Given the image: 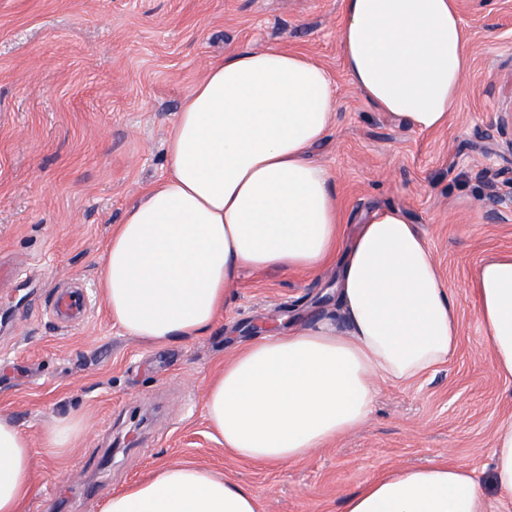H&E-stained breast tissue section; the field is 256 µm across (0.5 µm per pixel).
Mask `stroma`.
<instances>
[{
	"label": "stroma",
	"mask_w": 512,
	"mask_h": 512,
	"mask_svg": "<svg viewBox=\"0 0 512 512\" xmlns=\"http://www.w3.org/2000/svg\"><path fill=\"white\" fill-rule=\"evenodd\" d=\"M458 3L472 39L465 89L447 128L419 132L350 85L342 0H0V268L37 283L25 296L0 285V415L37 442L63 415L89 425L63 459L36 456L27 512H100L175 462L242 484L260 512H344L378 472L447 459L490 486L512 377L493 367L470 280L485 259L512 253V151L497 132L512 110V0ZM268 44L302 50L338 88L334 124L310 157L334 177L346 232L378 209L401 210L459 318L447 364L409 385L380 384L363 428L286 464L225 450L205 386L224 357L278 322L336 313L330 272H245L211 332L176 344L128 335L97 288L112 227L166 174L189 89L213 59ZM72 285L86 311L64 325L49 307Z\"/></svg>",
	"instance_id": "1"
}]
</instances>
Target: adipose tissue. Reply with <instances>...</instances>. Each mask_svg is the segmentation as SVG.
Masks as SVG:
<instances>
[{
  "instance_id": "adipose-tissue-1",
  "label": "adipose tissue",
  "mask_w": 512,
  "mask_h": 512,
  "mask_svg": "<svg viewBox=\"0 0 512 512\" xmlns=\"http://www.w3.org/2000/svg\"><path fill=\"white\" fill-rule=\"evenodd\" d=\"M340 51L351 86L419 132L448 124L471 52L457 0H344ZM328 71L267 45L210 64L166 141L167 173L109 236L99 287L129 335L171 343L211 331L243 270L331 271L340 317L247 342L209 381L205 411L225 448L257 463L306 457L362 427L377 381L410 384L453 356L456 296L417 227L396 208L345 234L329 171L309 150L327 135ZM471 293L495 370L512 377V253L481 264ZM55 419L41 448L0 415V512H25L37 450L62 457L85 434ZM495 495L446 460L384 472L344 512H512V416L493 438ZM100 512H259L247 488L205 468L165 464Z\"/></svg>"
}]
</instances>
